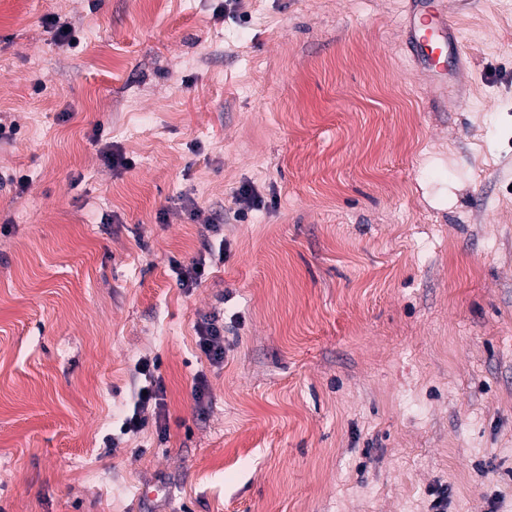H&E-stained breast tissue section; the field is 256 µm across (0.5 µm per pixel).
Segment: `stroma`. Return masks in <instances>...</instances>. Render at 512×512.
<instances>
[{
  "label": "stroma",
  "mask_w": 512,
  "mask_h": 512,
  "mask_svg": "<svg viewBox=\"0 0 512 512\" xmlns=\"http://www.w3.org/2000/svg\"><path fill=\"white\" fill-rule=\"evenodd\" d=\"M447 6L463 102L408 0H0V512H512V0ZM224 332L223 326L220 327L215 323H209L204 328L200 337V347L215 362H221L224 359V347L222 338ZM153 382L150 381V387H143L138 393V401L136 409L134 410L132 416L127 417L124 421V431H138L143 426V421L139 415V409L144 408L146 405L150 403V401L159 399V393H162V388L160 386L153 388ZM143 390H146V395H143Z\"/></svg>",
  "instance_id": "stroma-1"
}]
</instances>
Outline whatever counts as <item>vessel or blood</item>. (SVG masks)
<instances>
[{
  "instance_id": "vessel-or-blood-1",
  "label": "vessel or blood",
  "mask_w": 512,
  "mask_h": 512,
  "mask_svg": "<svg viewBox=\"0 0 512 512\" xmlns=\"http://www.w3.org/2000/svg\"><path fill=\"white\" fill-rule=\"evenodd\" d=\"M411 13L415 20L406 29L411 47L422 44L435 46L432 54L416 59V68L429 79H445L448 74H460L466 60L458 49L456 23L442 0H411Z\"/></svg>"
}]
</instances>
